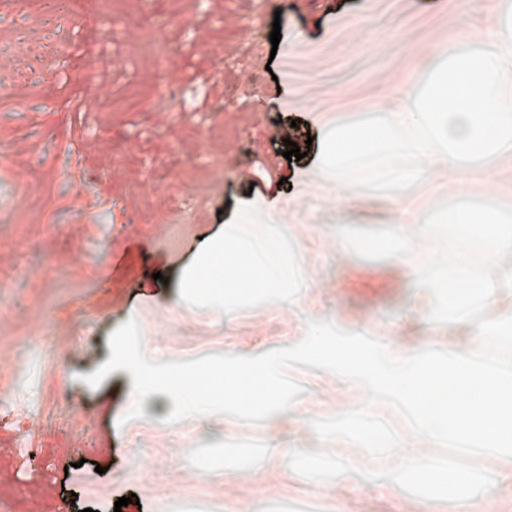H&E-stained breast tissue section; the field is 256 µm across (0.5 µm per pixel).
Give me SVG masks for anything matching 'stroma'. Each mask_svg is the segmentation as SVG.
Masks as SVG:
<instances>
[{"label": "stroma", "mask_w": 512, "mask_h": 512, "mask_svg": "<svg viewBox=\"0 0 512 512\" xmlns=\"http://www.w3.org/2000/svg\"><path fill=\"white\" fill-rule=\"evenodd\" d=\"M502 0H101L120 36L95 23H43V0H0V314L23 373L0 366V492L11 512H448L387 481L329 482L295 474L294 449L320 443L309 419L366 402L362 388L319 369L291 370L305 391L288 425L221 415L165 419L170 397L148 395L142 417L123 369L98 387L85 378L111 357L129 318L159 328L145 354L163 362L209 354L255 356L296 343L314 294L319 318L417 348L445 347L447 326L412 317L415 272L435 250L371 261L336 236L340 226L400 224L385 195L344 183L318 188L325 131L380 114L448 47L485 34ZM279 44H271L272 29ZM156 34L166 66L151 89L149 57L128 45ZM89 66V85L72 79ZM308 149L283 156L287 130ZM485 199L512 206V154L482 163ZM419 214L471 195L467 181L425 177ZM274 224L245 231L287 258L290 287L225 309L187 297L188 271L255 202ZM137 222L126 226L127 213ZM162 280H155V273ZM37 305L40 326L27 309ZM372 313L374 324L364 315ZM252 448L246 464L201 467L196 448ZM495 487L474 512H512V459L491 467Z\"/></svg>", "instance_id": "35a3bbf8"}]
</instances>
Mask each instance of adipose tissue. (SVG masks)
I'll return each mask as SVG.
<instances>
[{
    "label": "adipose tissue",
    "mask_w": 512,
    "mask_h": 512,
    "mask_svg": "<svg viewBox=\"0 0 512 512\" xmlns=\"http://www.w3.org/2000/svg\"><path fill=\"white\" fill-rule=\"evenodd\" d=\"M452 224L458 243L480 237L487 259L486 268L451 260L436 265L418 278L420 303L432 304L435 297L447 298L455 309L454 318L464 322L476 305H497L501 324L512 325V222L492 211L465 213L451 211L445 217ZM244 270L252 292H260L287 278L286 264L271 260L268 253L243 254L235 246L215 243L195 270V283L206 284L211 294H223L225 281L233 271Z\"/></svg>",
    "instance_id": "1"
}]
</instances>
